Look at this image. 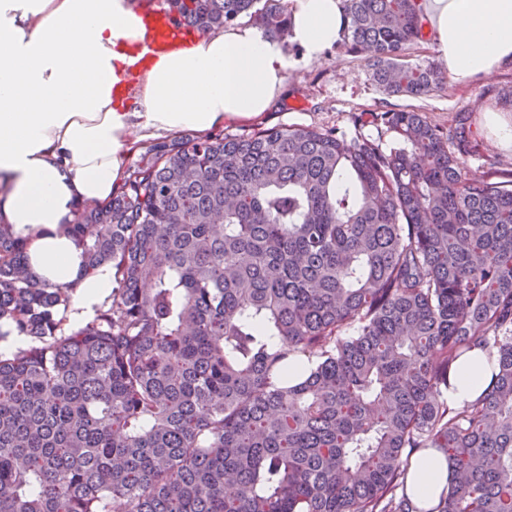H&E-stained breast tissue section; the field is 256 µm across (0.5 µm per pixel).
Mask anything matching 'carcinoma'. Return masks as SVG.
<instances>
[{"label": "carcinoma", "mask_w": 512, "mask_h": 512, "mask_svg": "<svg viewBox=\"0 0 512 512\" xmlns=\"http://www.w3.org/2000/svg\"><path fill=\"white\" fill-rule=\"evenodd\" d=\"M167 5L288 36L283 0ZM344 11L383 91L442 85L404 61L418 0ZM375 121L402 144L283 126L152 145L69 225L85 273L114 270L82 326L0 224V320L32 341L0 353V512H512V180L467 175L464 112L448 133ZM477 346L492 382L450 404ZM418 449L455 472L428 509L407 492Z\"/></svg>", "instance_id": "1"}]
</instances>
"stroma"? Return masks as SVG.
<instances>
[{
    "instance_id": "obj_1",
    "label": "stroma",
    "mask_w": 512,
    "mask_h": 512,
    "mask_svg": "<svg viewBox=\"0 0 512 512\" xmlns=\"http://www.w3.org/2000/svg\"><path fill=\"white\" fill-rule=\"evenodd\" d=\"M294 66L288 72L286 90L268 112L254 118L225 122L223 134H241L280 126L334 130L346 137L365 136L382 147L395 146L394 133L380 130L373 114L414 110L442 129L453 127L457 113L469 116L474 149L466 159L468 172L494 181L512 171V143L501 130L512 128V63L461 84L446 79L422 97L394 96L382 91L369 77L364 55L329 48L319 60L302 62L289 51ZM494 157L496 166L486 163Z\"/></svg>"
}]
</instances>
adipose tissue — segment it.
I'll return each mask as SVG.
<instances>
[{
	"label": "adipose tissue",
	"mask_w": 512,
	"mask_h": 512,
	"mask_svg": "<svg viewBox=\"0 0 512 512\" xmlns=\"http://www.w3.org/2000/svg\"><path fill=\"white\" fill-rule=\"evenodd\" d=\"M424 31L456 81L512 62V0H419ZM343 0H289V40L304 60L341 42ZM145 29L135 0H0V222L26 238L29 265L47 283L73 286L69 317L84 324L112 289V266L81 276L82 249L67 226L79 205L109 199L134 151L190 130L266 112L290 61L282 43L231 26L151 57L136 105L116 89L141 59ZM496 358L474 348L448 399H475ZM453 467L427 450L407 483L437 503Z\"/></svg>",
	"instance_id": "adipose-tissue-1"
}]
</instances>
